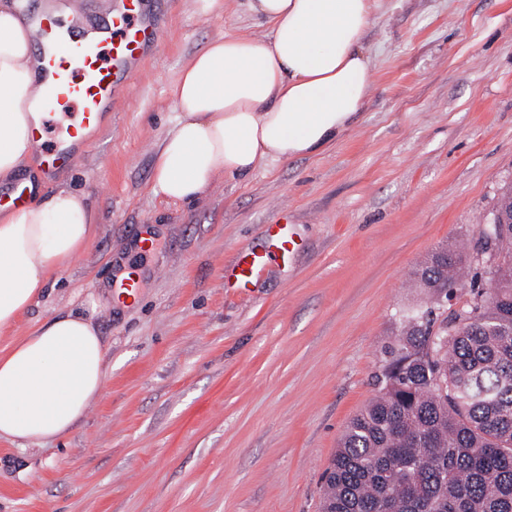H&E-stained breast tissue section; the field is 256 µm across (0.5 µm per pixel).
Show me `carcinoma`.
Here are the masks:
<instances>
[{
    "mask_svg": "<svg viewBox=\"0 0 512 512\" xmlns=\"http://www.w3.org/2000/svg\"><path fill=\"white\" fill-rule=\"evenodd\" d=\"M486 223V268L440 244L395 313L377 395L326 468L321 512H512V184ZM469 288L442 321L432 291Z\"/></svg>",
    "mask_w": 512,
    "mask_h": 512,
    "instance_id": "1",
    "label": "carcinoma"
}]
</instances>
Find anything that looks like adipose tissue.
I'll use <instances>...</instances> for the list:
<instances>
[{"label": "adipose tissue", "instance_id": "obj_1", "mask_svg": "<svg viewBox=\"0 0 512 512\" xmlns=\"http://www.w3.org/2000/svg\"><path fill=\"white\" fill-rule=\"evenodd\" d=\"M267 29L227 33L188 56L174 82L176 116L155 153L153 189L202 199L219 175L321 153L373 89L364 42L373 0H246ZM41 85L21 12L0 0V177L32 159L29 118ZM87 194L57 189L0 212V327L89 243ZM112 369L92 317L67 311L0 351V439L23 446L68 436L102 396Z\"/></svg>", "mask_w": 512, "mask_h": 512}]
</instances>
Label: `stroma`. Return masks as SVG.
I'll list each match as a JSON object with an SVG mask.
<instances>
[{
	"label": "stroma",
	"mask_w": 512,
	"mask_h": 512,
	"mask_svg": "<svg viewBox=\"0 0 512 512\" xmlns=\"http://www.w3.org/2000/svg\"><path fill=\"white\" fill-rule=\"evenodd\" d=\"M201 4L146 0L159 44L53 182L88 192L98 221L0 347L127 264L142 288L94 318L112 372L75 430L35 449L0 440V512H319L343 430L377 393L393 314L422 300L410 276L438 244L472 243L512 182V0H376L375 83L334 144L168 201L152 168L184 59L265 31L245 0ZM270 224L291 227L289 264L225 287V266Z\"/></svg>",
	"instance_id": "obj_1"
}]
</instances>
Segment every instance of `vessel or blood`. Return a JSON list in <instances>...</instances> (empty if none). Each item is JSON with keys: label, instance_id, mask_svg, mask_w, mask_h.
<instances>
[{"label": "vessel or blood", "instance_id": "b4317fda", "mask_svg": "<svg viewBox=\"0 0 512 512\" xmlns=\"http://www.w3.org/2000/svg\"><path fill=\"white\" fill-rule=\"evenodd\" d=\"M100 8L103 17L95 24L72 0H42L39 10L29 14L42 87L33 105L39 119L29 127L38 177L0 194V207L23 206L71 166L75 148L102 126L118 88L141 77L144 51L161 36L146 14L145 0H100ZM294 251L287 225H269L264 245L241 252L225 268V287H251L271 262L287 263Z\"/></svg>", "mask_w": 512, "mask_h": 512}]
</instances>
